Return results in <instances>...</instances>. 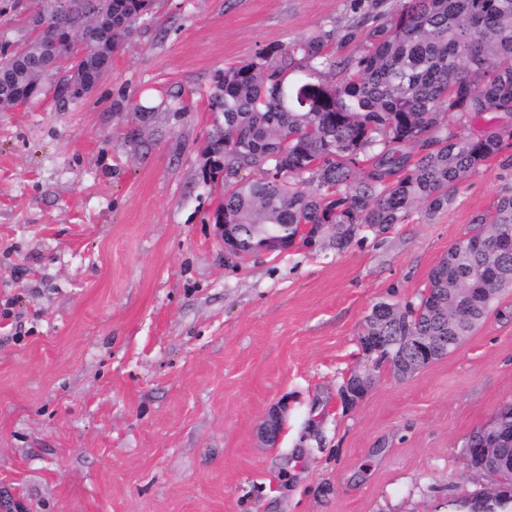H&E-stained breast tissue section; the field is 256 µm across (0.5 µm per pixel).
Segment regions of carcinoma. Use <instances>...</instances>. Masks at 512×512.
Masks as SVG:
<instances>
[{
	"label": "carcinoma",
	"mask_w": 512,
	"mask_h": 512,
	"mask_svg": "<svg viewBox=\"0 0 512 512\" xmlns=\"http://www.w3.org/2000/svg\"><path fill=\"white\" fill-rule=\"evenodd\" d=\"M153 7L154 0H112V12L87 27L60 12L51 34L60 44L79 35L91 77ZM357 38L367 44L358 57H339L330 29L214 74L209 107L224 137L205 148L210 177L221 178L212 221L237 225L248 253L273 237L310 244L327 225L339 251L366 228L384 233L416 212L433 214L512 140V0H395L354 20L344 41ZM50 64L41 50L0 51V107L36 99L53 77ZM479 118L487 129L448 133L451 121ZM243 172L253 178L238 179ZM511 232L508 187L432 268L419 302H377L386 319L369 314L361 336H446L453 352L512 287ZM483 278L495 285L482 305L456 318L448 307L470 304ZM414 358L396 346L388 368ZM476 508L512 512V498L488 485L448 501V512Z\"/></svg>",
	"instance_id": "obj_1"
}]
</instances>
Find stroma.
Wrapping results in <instances>:
<instances>
[{"mask_svg": "<svg viewBox=\"0 0 512 512\" xmlns=\"http://www.w3.org/2000/svg\"><path fill=\"white\" fill-rule=\"evenodd\" d=\"M38 8L0 0L1 48ZM383 9L157 0L92 94L0 112V512H448L479 487L464 444L512 401V289L448 356L381 369L352 407L339 391L372 306L418 303L512 166L341 251L325 233L235 259L209 221L215 71Z\"/></svg>", "mask_w": 512, "mask_h": 512, "instance_id": "35a3bbf8", "label": "stroma"}]
</instances>
